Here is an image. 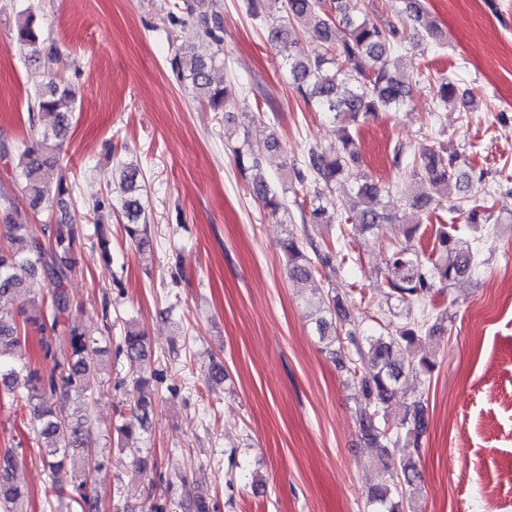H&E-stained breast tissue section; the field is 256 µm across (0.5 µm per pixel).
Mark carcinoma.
<instances>
[{"instance_id": "carcinoma-1", "label": "carcinoma", "mask_w": 512, "mask_h": 512, "mask_svg": "<svg viewBox=\"0 0 512 512\" xmlns=\"http://www.w3.org/2000/svg\"><path fill=\"white\" fill-rule=\"evenodd\" d=\"M278 5L281 15L267 14L261 19L266 42L274 48L288 50L284 66L298 94L314 103L333 119H339L336 143L322 148L310 146L298 163L291 165L294 183L301 188L314 186L316 197H327L341 181H352L349 195L340 201H328L311 211L310 220L324 223L328 210H343L352 223L365 230L392 223V216L381 202L385 191L360 166L355 136L349 126L370 114L400 108L411 89L405 80L393 75L387 67L388 54L411 40L407 26L417 28L422 21L420 0H402V13L409 25L391 22L378 24L366 14L364 0H265ZM181 11L197 20L201 43L188 50H178L169 59V66L178 78L191 88L195 97L210 110L222 112L236 103L228 89L214 84L212 73L224 65L221 57L223 37L221 26L199 11V0H182ZM305 30L323 45V52L311 56L300 46L298 30ZM14 42L24 52L25 60L41 70L48 81L38 87L33 106L29 107L31 125L42 128L41 138L27 139L9 146L0 144V156L11 157L18 176L24 182L25 198L34 211H68L73 204V189L61 180L52 186L45 182L43 172L58 163L56 140L67 135L75 111L76 91L52 76L55 49L45 41L33 13L25 9L18 14ZM440 104L458 99L454 83L442 79L436 92ZM277 147L274 135L266 137L246 132L242 145L234 150L235 165L248 179L254 197L264 207L277 211L286 207L285 199L271 185L264 171L265 154ZM393 165L410 182L416 192L408 202L418 209H448L455 223L439 225L432 252L426 257L412 245L421 225L401 230L403 240L390 252L385 279L388 297L408 306L406 321H388L380 330L364 333V320L350 316L341 295L331 288L321 297V308L315 319L320 340L328 345L345 342L354 350V372L364 369L359 379L357 424L361 437L379 449L378 467L367 496L368 512H405L423 476L412 459H398L394 453L403 440L419 448V440L427 433L429 421L418 405L393 422L387 405L407 374H431L436 362L416 357L413 348L422 339L444 330V316L437 318L419 307L434 294V287L445 286L478 273L483 260L481 237L469 238L468 232L479 231L478 224L490 220L486 210L470 204L459 194L468 187L469 175L461 170L458 155L448 153L433 138L416 150L402 144L393 147ZM119 176L125 186L120 207L126 219L124 230L132 242L142 249L149 243L143 200V175L137 167L118 164ZM14 203L0 197V226L5 228L8 245L0 246V296L24 293L26 280L38 277L50 286L49 298L28 297L22 303L23 321L0 315V384L23 389L26 406L37 423L43 459L49 470L51 487L78 482L77 488L88 484V467H75L70 454L82 443L89 420L88 403L83 401L67 414L70 393L80 390L91 394L102 383V368L86 360V352L97 343L85 324L71 317L72 300L67 285L79 272L76 254L87 234L82 224L61 218L44 225L38 235L30 224H19L12 216ZM288 278L293 282L308 280L314 272L313 260L327 265L330 257L321 254L312 241L303 242L291 235L283 243ZM35 324L41 332L42 349L53 357L56 373L43 377L20 360L22 325ZM344 334H339V331ZM118 353L123 355L139 388L149 384L142 372L148 351L143 332L127 324ZM153 404L142 394L134 400L130 416L118 431L126 439L145 429ZM12 458L3 457L0 464V509L19 512L20 488L12 483ZM182 512H209L202 497L187 495L178 503Z\"/></svg>"}]
</instances>
